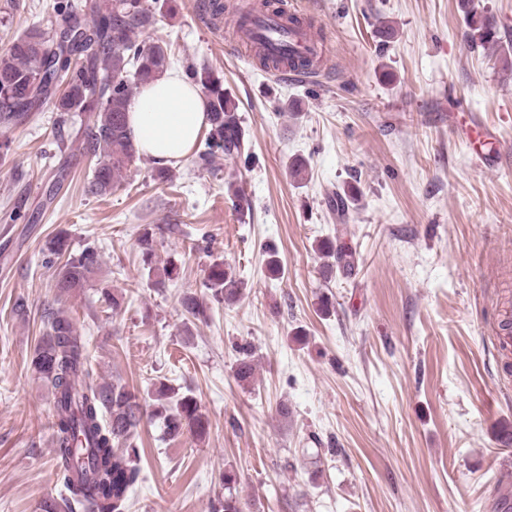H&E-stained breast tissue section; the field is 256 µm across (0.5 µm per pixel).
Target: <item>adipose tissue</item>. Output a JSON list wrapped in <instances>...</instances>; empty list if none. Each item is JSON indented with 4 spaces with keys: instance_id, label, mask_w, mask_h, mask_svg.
Listing matches in <instances>:
<instances>
[{
    "instance_id": "1",
    "label": "adipose tissue",
    "mask_w": 512,
    "mask_h": 512,
    "mask_svg": "<svg viewBox=\"0 0 512 512\" xmlns=\"http://www.w3.org/2000/svg\"><path fill=\"white\" fill-rule=\"evenodd\" d=\"M202 91L177 71L157 74L128 105V124L141 157L157 166L185 160L208 126Z\"/></svg>"
}]
</instances>
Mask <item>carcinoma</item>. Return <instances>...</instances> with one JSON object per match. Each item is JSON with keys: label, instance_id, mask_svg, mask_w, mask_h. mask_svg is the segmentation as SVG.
Here are the masks:
<instances>
[{"label": "carcinoma", "instance_id": "1", "mask_svg": "<svg viewBox=\"0 0 512 512\" xmlns=\"http://www.w3.org/2000/svg\"><path fill=\"white\" fill-rule=\"evenodd\" d=\"M159 0H59L53 15L34 22L0 51V146L8 145L9 133L38 111L46 99L56 96L60 125L78 112L86 115L77 131L83 152L96 159L90 192L105 195L121 185L123 174L137 157L127 124L132 96L170 64L168 45L140 38L156 23ZM470 45L500 42L497 23L478 16L470 0H462ZM192 83L207 94L210 127L196 151L195 163L209 169L217 159L229 164L252 160L251 144L238 105L224 89V82L205 64H189L184 70ZM172 224H145L137 243L148 272L157 268L156 235L174 232ZM326 258L323 273L349 268L348 254L328 240L317 246ZM42 253L51 264L64 259L57 269L55 288L64 297L85 287L100 270L95 248L75 252L61 232L48 238ZM205 287L217 302H231L240 295L239 283L213 263ZM192 317L207 318V307L193 295L181 299ZM88 356L83 336L62 309L46 313V334L36 347L31 366L52 388L53 445L58 477L64 489L61 501L50 512H129L130 494L140 475V449L134 444L144 417L163 420L166 433L203 439L209 424L195 396L161 383L151 409L118 380L89 381ZM236 475L224 472V499L210 512H242L233 492Z\"/></svg>", "mask_w": 512, "mask_h": 512}]
</instances>
